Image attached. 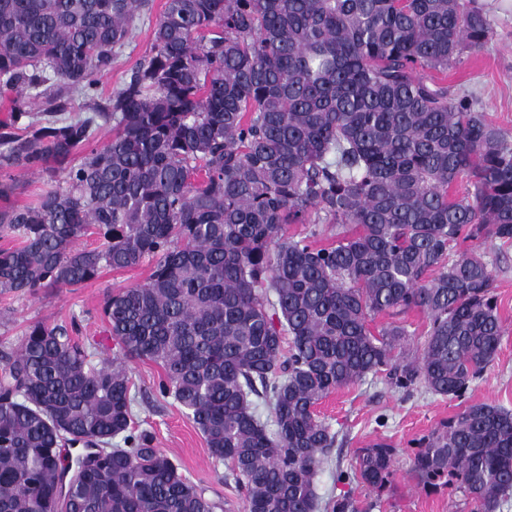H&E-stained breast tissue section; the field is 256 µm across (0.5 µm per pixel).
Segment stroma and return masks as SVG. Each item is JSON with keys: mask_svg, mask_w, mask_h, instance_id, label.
<instances>
[{"mask_svg": "<svg viewBox=\"0 0 512 512\" xmlns=\"http://www.w3.org/2000/svg\"><path fill=\"white\" fill-rule=\"evenodd\" d=\"M166 0H154L153 13L137 20L133 38L99 79L100 95L122 87L129 70L148 55L153 29ZM493 28V38L483 48L464 53L437 82L450 90L466 91L476 111L512 140V0H479ZM492 269L497 284L498 309L506 332L494 362L471 385L466 400L512 409V244H473ZM152 260L127 269H103L100 276L75 288H47L35 296L0 294V351L17 348L28 323L49 324L77 320L80 338L90 346L92 362L117 352L102 319L107 295L148 280ZM135 398L134 426L149 431L156 448L179 464L182 474L207 498L222 503L224 512H244L242 496L224 483L228 467L212 458L199 430L172 398L162 397L158 382L161 367L149 361L129 364ZM461 402L418 389L405 397L391 390L378 376L342 388L316 407L318 417L337 434L329 465L317 476V493L325 500L350 496L358 512H473L474 503L448 486L435 492L418 489L410 474L414 440L430 433L460 412ZM382 440L396 448L389 488L380 494L360 484L342 483L338 472L352 471L359 448Z\"/></svg>", "mask_w": 512, "mask_h": 512, "instance_id": "35a3bbf8", "label": "stroma"}]
</instances>
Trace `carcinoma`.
<instances>
[{
    "label": "carcinoma",
    "instance_id": "obj_1",
    "mask_svg": "<svg viewBox=\"0 0 512 512\" xmlns=\"http://www.w3.org/2000/svg\"><path fill=\"white\" fill-rule=\"evenodd\" d=\"M152 7L0 0V292L154 260L104 302L112 362L92 364L74 321L31 322L0 357V512L221 508L132 427L130 360L162 368L160 395L229 464L245 512H356L316 493L336 443L319 402L369 374L462 400L505 333L492 271L458 246L512 241V143L428 77L484 47L490 23L476 0H166L151 53L101 97ZM75 97L86 114L61 117ZM100 126L112 139L90 149ZM18 167L66 185L9 205ZM460 179L471 190L449 198ZM89 235L99 245L79 246ZM414 309L430 329L411 354L404 326L368 328ZM77 444L88 453L64 452ZM396 454L372 442L337 480L380 494ZM411 473L503 512L512 410L465 406L415 440Z\"/></svg>",
    "mask_w": 512,
    "mask_h": 512
}]
</instances>
